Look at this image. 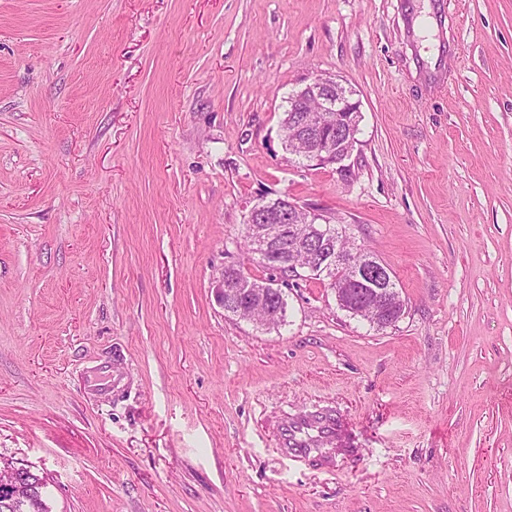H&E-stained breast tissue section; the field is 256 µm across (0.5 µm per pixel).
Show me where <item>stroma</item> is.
Instances as JSON below:
<instances>
[{"label":"stroma","mask_w":512,"mask_h":512,"mask_svg":"<svg viewBox=\"0 0 512 512\" xmlns=\"http://www.w3.org/2000/svg\"><path fill=\"white\" fill-rule=\"evenodd\" d=\"M399 2L0 0V467L51 512H512V0H448L439 94ZM320 72L360 103L346 181L282 147ZM282 196L388 265L394 325L305 271L282 325L225 316ZM316 409L352 452L286 459ZM303 415L285 419L278 431L279 444L284 455L296 461L309 458L314 454L308 444L307 427H310L304 423Z\"/></svg>","instance_id":"1"}]
</instances>
